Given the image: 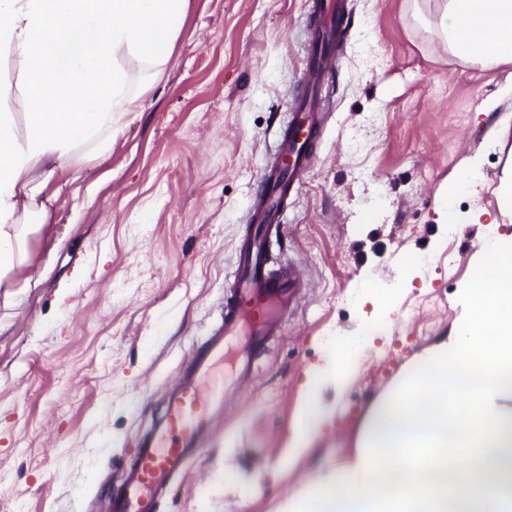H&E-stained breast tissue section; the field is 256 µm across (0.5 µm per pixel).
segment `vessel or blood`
Segmentation results:
<instances>
[{"label":"vessel or blood","instance_id":"vessel-or-blood-1","mask_svg":"<svg viewBox=\"0 0 512 512\" xmlns=\"http://www.w3.org/2000/svg\"><path fill=\"white\" fill-rule=\"evenodd\" d=\"M316 123L318 112L308 116L293 114L280 135L279 156L288 158L291 180L299 182L312 167L309 148L300 146L293 132L301 120ZM283 213L264 197H257L251 215L261 234L249 235L238 250L234 284L224 301V323L206 342L203 351L194 353L180 385L173 391L166 415L145 442L136 464L104 512H153L155 499L169 480L184 474L190 460L204 443L212 413L228 400V390L209 381L217 359L223 358L226 343L241 331L250 341L238 362V381L247 384L253 376L256 353L281 333L284 319L298 301L299 279L295 271L275 276L266 268L273 232L281 231Z\"/></svg>","mask_w":512,"mask_h":512}]
</instances>
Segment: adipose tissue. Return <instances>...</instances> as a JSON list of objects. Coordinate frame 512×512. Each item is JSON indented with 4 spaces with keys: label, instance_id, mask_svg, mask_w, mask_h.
<instances>
[{
    "label": "adipose tissue",
    "instance_id": "ef3b65f1",
    "mask_svg": "<svg viewBox=\"0 0 512 512\" xmlns=\"http://www.w3.org/2000/svg\"><path fill=\"white\" fill-rule=\"evenodd\" d=\"M186 0H0V288L50 233L44 190L56 163L104 155L139 102L136 80L172 57ZM444 50L493 69L512 62V0H439ZM139 65L131 73L129 61ZM447 339L405 368L369 408L356 453L289 498L284 512H512V242L491 240L457 291ZM335 354L309 373L281 462L304 457L334 415L321 389L342 387Z\"/></svg>",
    "mask_w": 512,
    "mask_h": 512
}]
</instances>
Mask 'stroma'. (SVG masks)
Segmentation results:
<instances>
[{
    "label": "stroma",
    "mask_w": 512,
    "mask_h": 512,
    "mask_svg": "<svg viewBox=\"0 0 512 512\" xmlns=\"http://www.w3.org/2000/svg\"><path fill=\"white\" fill-rule=\"evenodd\" d=\"M435 7L343 0L314 163L270 252L271 270L303 268L299 305L156 512H281L355 448L408 362L448 336L484 243L512 238L497 196L512 169V63L487 71L445 52L414 17ZM313 13V0H187L170 65L141 86L111 150L57 163L52 237L30 242L32 263L0 303V512H100L164 417L220 323L253 192L309 85ZM496 125L506 134L491 149ZM475 155L478 186L457 192L465 222L451 235L440 196ZM367 325L376 338L343 354V387L320 392L337 415L282 468L308 371L329 338ZM228 467L239 484L225 485Z\"/></svg>",
    "instance_id": "stroma-1"
}]
</instances>
